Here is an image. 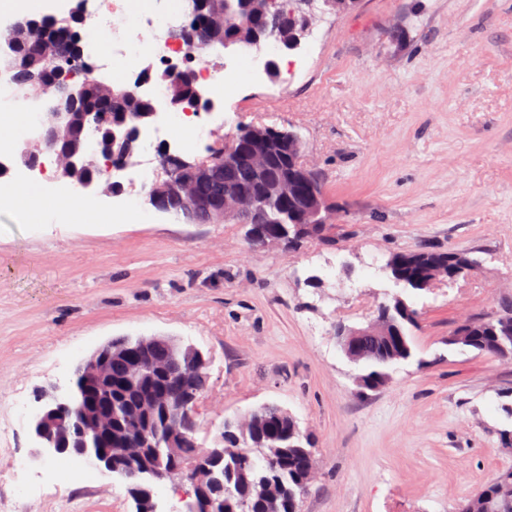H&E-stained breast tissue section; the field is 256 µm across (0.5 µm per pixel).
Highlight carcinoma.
Segmentation results:
<instances>
[{"label":"carcinoma","instance_id":"obj_1","mask_svg":"<svg viewBox=\"0 0 512 512\" xmlns=\"http://www.w3.org/2000/svg\"><path fill=\"white\" fill-rule=\"evenodd\" d=\"M289 0H208V16L223 18L220 28H209V41L198 40L195 49L201 53L215 44L229 41L237 45H253L255 33L278 35L286 28L288 17L283 6ZM76 19L55 21L49 18L32 19L10 29L7 40L11 56L8 59L12 82L29 92L41 88L38 78L46 71L54 74L51 85L60 101V110L71 113V124L57 127L53 134L62 142L84 143L87 130L97 132L98 154L114 160L123 156L129 143L121 138L112 141V130H131L147 121L151 112L149 98L129 88L108 86L90 75L80 85L71 79L82 72L83 56L77 48L79 36L74 30ZM187 74L178 81L167 78L165 71L151 73L157 81L167 85V93L175 100L191 98L197 84L191 75L192 62L186 63ZM169 179L177 184L185 179L187 169L180 155H166ZM242 186L255 185L251 166L245 161L228 168L214 166L208 177L193 183V195L219 203L224 199L227 182ZM174 213L189 224H220L215 214H206L186 207L176 195ZM269 228L287 233V242L294 241L291 206L286 202L260 198ZM477 261L465 253L455 251L415 250L394 253L387 262V270L394 279L406 281V286L419 289L421 284L448 270L461 276L473 271ZM387 317L401 333L399 350L392 353L385 337L363 336L355 341L360 361L370 370L361 375L363 388L376 389L387 378L382 367L394 362V357L406 359L412 354L408 329L415 326L419 313L405 300L396 298L388 305ZM468 336H449L451 342L471 347L482 354L512 358V314L469 319ZM126 354L112 359V376L105 386L108 405L112 409V455L126 447L130 440L144 433L150 435L143 446L141 460L135 468L150 479L158 469H172L174 474L189 475V466L204 461L210 473L212 512H300L298 497L303 495L316 466L314 447L308 436L298 428L295 420L286 419L283 410L273 404L254 410L248 419L252 428L242 433L240 421H224L220 447L201 448L194 436H189L175 463L168 459L165 434L167 416L180 406H196L205 391V384L194 374L206 373V368L193 357H179L180 351L168 344L154 347L156 362L180 360L182 369L191 371L186 382L174 389L162 375L150 370L135 383L129 381V368L140 356L139 341L121 338ZM164 397V405L156 408L148 419L139 418L135 410L151 395ZM460 512H512V470L499 474L474 496L467 499Z\"/></svg>","mask_w":512,"mask_h":512}]
</instances>
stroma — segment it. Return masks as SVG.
I'll return each instance as SVG.
<instances>
[{
	"instance_id": "35a3bbf8",
	"label": "stroma",
	"mask_w": 512,
	"mask_h": 512,
	"mask_svg": "<svg viewBox=\"0 0 512 512\" xmlns=\"http://www.w3.org/2000/svg\"><path fill=\"white\" fill-rule=\"evenodd\" d=\"M278 76H241L224 123L298 131L337 212L330 241L255 245L242 225L157 211L139 181L123 223H21L0 209V512H135L125 480L48 483L28 460L44 390L115 337L169 336L209 360L199 445L265 405L312 437L300 512H459L512 468V360L452 345L464 319L512 306V0H359L313 14ZM469 253L470 275L415 290L398 251ZM401 297L413 355L357 384L337 325Z\"/></svg>"
}]
</instances>
